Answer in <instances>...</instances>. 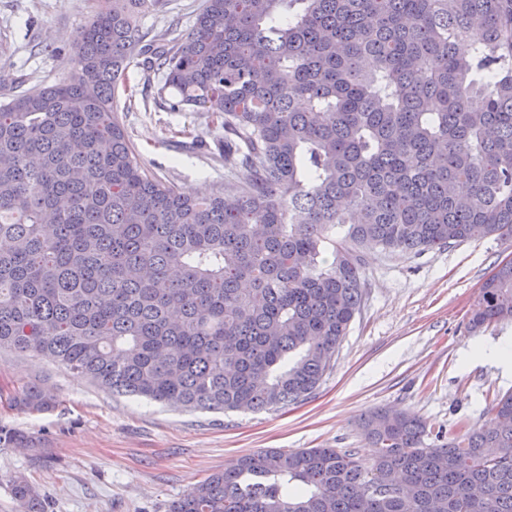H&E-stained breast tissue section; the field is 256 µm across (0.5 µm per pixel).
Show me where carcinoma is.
Segmentation results:
<instances>
[{"mask_svg":"<svg viewBox=\"0 0 512 512\" xmlns=\"http://www.w3.org/2000/svg\"><path fill=\"white\" fill-rule=\"evenodd\" d=\"M97 2L70 77L0 105V347L175 408L273 410L332 369L371 249L512 236V0H205L156 46L159 0ZM140 57L224 126V195L141 162L113 108ZM508 320L512 261L470 325ZM490 413L445 436L373 410L368 462L261 450L167 512H512V392ZM10 492L46 512L27 477Z\"/></svg>","mask_w":512,"mask_h":512,"instance_id":"carcinoma-1","label":"carcinoma"}]
</instances>
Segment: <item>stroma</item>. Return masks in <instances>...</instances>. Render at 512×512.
Listing matches in <instances>:
<instances>
[{
	"label": "stroma",
	"mask_w": 512,
	"mask_h": 512,
	"mask_svg": "<svg viewBox=\"0 0 512 512\" xmlns=\"http://www.w3.org/2000/svg\"><path fill=\"white\" fill-rule=\"evenodd\" d=\"M204 0H162L140 17L146 39L170 24L187 33ZM94 0H0V104L15 89L67 78ZM114 110L145 167L199 196L227 180L208 113L176 106L164 74L130 66ZM512 259V237L475 235L421 254L371 250L359 313L331 371L306 400L278 410L193 412L105 391L53 359L0 349V512H19L9 489L25 474L47 512H166L170 501L240 456L262 449L337 448L369 460L358 428L368 410L406 411L435 429L481 428L512 372L484 357L512 351V321L471 331L485 279ZM32 385L53 408L17 403ZM21 434L26 444L6 442Z\"/></svg>",
	"instance_id": "obj_1"
}]
</instances>
